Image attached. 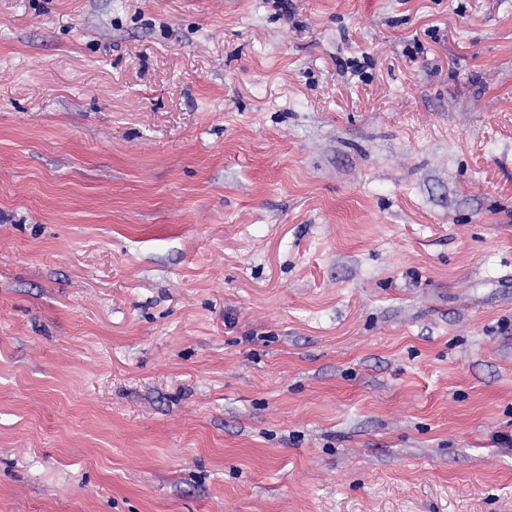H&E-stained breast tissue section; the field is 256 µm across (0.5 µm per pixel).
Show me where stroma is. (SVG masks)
Here are the masks:
<instances>
[{
    "mask_svg": "<svg viewBox=\"0 0 512 512\" xmlns=\"http://www.w3.org/2000/svg\"><path fill=\"white\" fill-rule=\"evenodd\" d=\"M0 512H512V0H0Z\"/></svg>",
    "mask_w": 512,
    "mask_h": 512,
    "instance_id": "obj_1",
    "label": "stroma"
}]
</instances>
